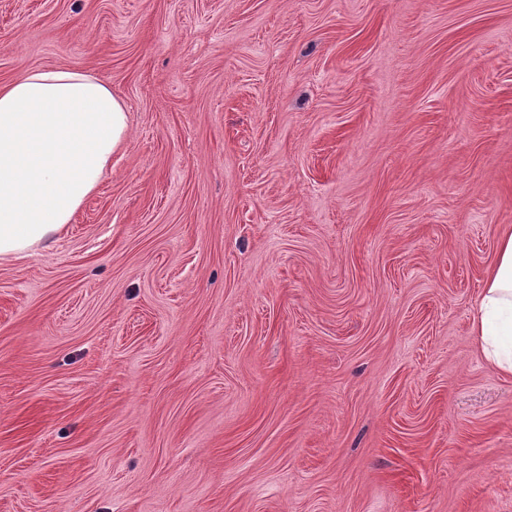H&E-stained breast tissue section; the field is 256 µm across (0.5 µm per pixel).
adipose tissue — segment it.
I'll list each match as a JSON object with an SVG mask.
<instances>
[{
	"label": "adipose tissue",
	"instance_id": "obj_1",
	"mask_svg": "<svg viewBox=\"0 0 512 512\" xmlns=\"http://www.w3.org/2000/svg\"><path fill=\"white\" fill-rule=\"evenodd\" d=\"M129 134L125 102L92 74L36 67L0 84V258L50 249ZM486 362L512 376V229L473 309Z\"/></svg>",
	"mask_w": 512,
	"mask_h": 512
}]
</instances>
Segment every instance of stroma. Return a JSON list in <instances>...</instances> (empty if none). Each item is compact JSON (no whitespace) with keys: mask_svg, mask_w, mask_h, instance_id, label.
Returning a JSON list of instances; mask_svg holds the SVG:
<instances>
[{"mask_svg":"<svg viewBox=\"0 0 512 512\" xmlns=\"http://www.w3.org/2000/svg\"><path fill=\"white\" fill-rule=\"evenodd\" d=\"M25 67L130 130L0 260V512H512V0H0ZM472 333L486 362L512 376V229L500 236L495 262L474 305Z\"/></svg>","mask_w":512,"mask_h":512,"instance_id":"1","label":"stroma"}]
</instances>
